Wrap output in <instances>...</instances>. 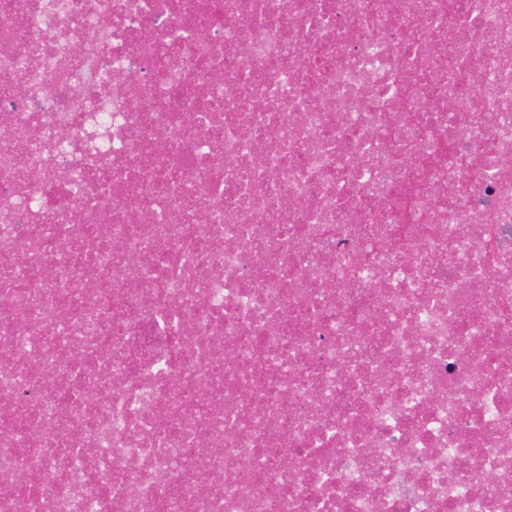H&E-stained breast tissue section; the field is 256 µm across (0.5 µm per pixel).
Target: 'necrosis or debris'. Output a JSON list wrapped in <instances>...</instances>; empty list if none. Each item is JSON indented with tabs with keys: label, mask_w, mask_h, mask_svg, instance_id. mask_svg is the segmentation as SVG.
I'll return each mask as SVG.
<instances>
[{
	"label": "necrosis or debris",
	"mask_w": 512,
	"mask_h": 512,
	"mask_svg": "<svg viewBox=\"0 0 512 512\" xmlns=\"http://www.w3.org/2000/svg\"><path fill=\"white\" fill-rule=\"evenodd\" d=\"M508 44L0 0V512H512Z\"/></svg>",
	"instance_id": "1"
}]
</instances>
